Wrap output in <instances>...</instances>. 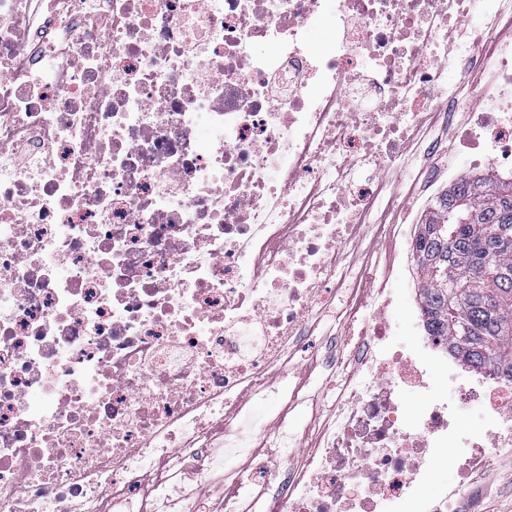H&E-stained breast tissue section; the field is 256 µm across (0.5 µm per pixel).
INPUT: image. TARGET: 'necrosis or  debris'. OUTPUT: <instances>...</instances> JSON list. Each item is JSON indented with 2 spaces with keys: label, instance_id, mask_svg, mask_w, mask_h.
<instances>
[{
  "label": "necrosis or debris",
  "instance_id": "obj_1",
  "mask_svg": "<svg viewBox=\"0 0 512 512\" xmlns=\"http://www.w3.org/2000/svg\"><path fill=\"white\" fill-rule=\"evenodd\" d=\"M326 7L0 0V512H203L187 472L224 512H476L482 486L422 485L441 449L481 473L512 453V381L435 392L445 338L399 342L377 262L348 249L409 200L385 169L438 180L427 113L468 147L457 177L512 170V0H336L316 42ZM341 291L335 407L301 449L254 407ZM473 405L494 428L464 433ZM261 439L280 486L259 464L224 494Z\"/></svg>",
  "mask_w": 512,
  "mask_h": 512
}]
</instances>
